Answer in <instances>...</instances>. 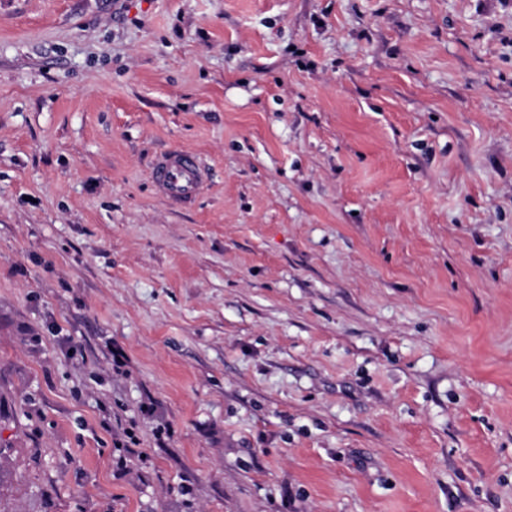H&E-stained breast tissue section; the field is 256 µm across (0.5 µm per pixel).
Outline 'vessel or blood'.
Segmentation results:
<instances>
[{
    "label": "vessel or blood",
    "instance_id": "b4317fda",
    "mask_svg": "<svg viewBox=\"0 0 512 512\" xmlns=\"http://www.w3.org/2000/svg\"><path fill=\"white\" fill-rule=\"evenodd\" d=\"M149 176L171 205L186 208L195 202L206 186L209 171L197 154L172 148L153 159Z\"/></svg>",
    "mask_w": 512,
    "mask_h": 512
}]
</instances>
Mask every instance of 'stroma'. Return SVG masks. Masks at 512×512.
Returning a JSON list of instances; mask_svg holds the SVG:
<instances>
[{"label":"stroma","mask_w":512,"mask_h":512,"mask_svg":"<svg viewBox=\"0 0 512 512\" xmlns=\"http://www.w3.org/2000/svg\"><path fill=\"white\" fill-rule=\"evenodd\" d=\"M0 512H512V0H0ZM149 176L159 193L179 208L191 206L209 180V170L199 156L181 148H171L156 156Z\"/></svg>","instance_id":"35a3bbf8"}]
</instances>
